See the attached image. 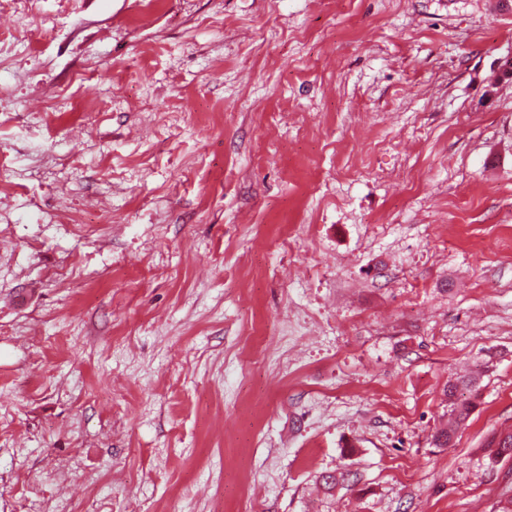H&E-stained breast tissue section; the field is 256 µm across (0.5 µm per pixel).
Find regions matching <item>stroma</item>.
<instances>
[{"label": "stroma", "mask_w": 512, "mask_h": 512, "mask_svg": "<svg viewBox=\"0 0 512 512\" xmlns=\"http://www.w3.org/2000/svg\"><path fill=\"white\" fill-rule=\"evenodd\" d=\"M511 56L497 0H0V512H493ZM480 374H474L468 377L457 378L448 381L445 389V395L448 398V429L436 432L433 435L432 442L436 447H445L452 442L457 429L462 426L469 418L472 411L476 408V396L480 382ZM466 391L468 395L464 396ZM473 395V397H471Z\"/></svg>", "instance_id": "stroma-1"}]
</instances>
